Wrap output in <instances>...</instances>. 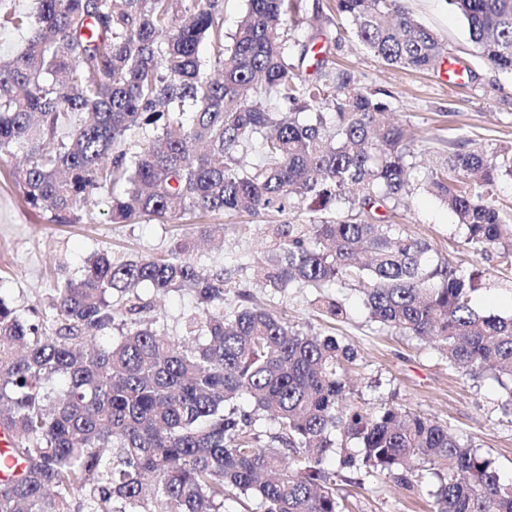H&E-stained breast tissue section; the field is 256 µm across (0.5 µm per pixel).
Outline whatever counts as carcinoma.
<instances>
[{
	"instance_id": "cac0c4a2",
	"label": "carcinoma",
	"mask_w": 512,
	"mask_h": 512,
	"mask_svg": "<svg viewBox=\"0 0 512 512\" xmlns=\"http://www.w3.org/2000/svg\"><path fill=\"white\" fill-rule=\"evenodd\" d=\"M448 2L481 59L512 76V0ZM302 11L303 0H247L228 43L219 0H38L34 16L0 12V29L31 31L22 52L0 57V155L25 152L22 196L59 222L89 204L108 207L114 224L307 201L348 210L272 225L256 277L276 291L312 289L313 312L330 325L348 318L331 289L357 287L370 322L434 343L452 369L494 373L512 416V315L472 303L482 288H512V210L490 198L512 177V147L488 153L462 139L425 178L465 243L506 267L485 283L432 263L430 244L375 215L406 203L414 136L384 119L391 93L327 67L322 30L285 37ZM336 16L334 41L355 38L387 66L429 71L445 58L403 0H336ZM134 131L144 143L128 152ZM256 141L264 165L249 168L238 154ZM194 252L177 237L164 256L99 254L29 316L0 298V429L17 464L0 476V512H71L76 499L77 512H224L241 498L256 512H344L338 466L393 474L432 498L433 512H512V482L473 444L394 404L359 403L350 347L253 304L234 266L205 269ZM143 285L194 295L183 336L146 319ZM267 418L278 432L263 444ZM414 464L436 490L423 474L411 480Z\"/></svg>"
}]
</instances>
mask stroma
<instances>
[{
    "instance_id": "1",
    "label": "stroma",
    "mask_w": 512,
    "mask_h": 512,
    "mask_svg": "<svg viewBox=\"0 0 512 512\" xmlns=\"http://www.w3.org/2000/svg\"><path fill=\"white\" fill-rule=\"evenodd\" d=\"M406 6L416 20L444 40L452 58L476 72L474 83L449 84L439 69L386 66L352 40L329 45L330 64L350 70L366 87L391 92L392 113L420 136L416 162L421 171L440 163L462 137L489 151L511 145L512 77L483 63L465 22L448 0H406ZM22 161L19 154L0 156V297L18 312H28L38 299L53 292L59 277L75 273L96 254H108L116 262L159 256L167 252L173 238L197 236L200 225L222 226V246H205L196 253L204 267L221 268L247 258L237 278L257 303L282 310L290 325L300 331L334 334L355 350L352 385L355 395L369 407L394 403L441 423L454 437L471 440L505 480H512V417L499 409L502 391L496 382L451 370L432 344L388 335L368 322L353 288L339 291L351 306L348 318L330 326L314 315L308 290L291 288L278 293L256 283L251 261L262 249L266 225L307 224L321 219V211L304 205L289 214L272 210L258 215L188 213L167 224H115L106 207L91 206L80 222L56 224L49 212L23 202L17 182ZM381 218L428 241L433 260L453 257L461 268L486 279L502 265L498 253L482 254L465 245L453 215L423 190H413L404 206L382 211ZM141 295L152 303L150 315L159 333L182 335L185 319L195 307L192 294L159 296L145 288ZM337 487L349 512L432 510L429 499L391 475L361 486L341 481Z\"/></svg>"
}]
</instances>
